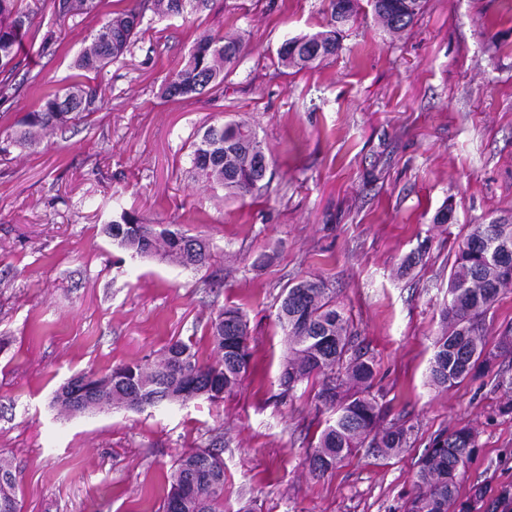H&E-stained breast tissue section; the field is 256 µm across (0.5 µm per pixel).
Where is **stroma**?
<instances>
[{
    "mask_svg": "<svg viewBox=\"0 0 512 512\" xmlns=\"http://www.w3.org/2000/svg\"><path fill=\"white\" fill-rule=\"evenodd\" d=\"M130 4L62 16L41 0L0 138L73 82L94 31ZM359 4L341 52L299 72L277 50L323 30L330 0H209L191 23L146 13L130 53L89 78L101 111L0 156V461L21 512H158L174 462L209 445L223 450L224 512H403L425 448L464 425L478 449L461 498L512 485V358L445 390L427 379L465 225L512 213V0H425L398 38ZM229 32L245 50L223 85L165 97L194 43ZM219 118L254 125L272 159L253 194L192 171V141ZM125 209L206 239L207 264L117 245L106 227ZM309 275L335 288L374 358L384 423L414 427L401 454L364 447L321 478L307 452L330 411L307 384L278 397L279 297ZM230 306L250 321L252 360L222 400L75 415L54 404L71 376L157 358L173 340L209 359L211 323Z\"/></svg>",
    "mask_w": 512,
    "mask_h": 512,
    "instance_id": "35a3bbf8",
    "label": "stroma"
}]
</instances>
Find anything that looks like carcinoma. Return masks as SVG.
<instances>
[{"mask_svg": "<svg viewBox=\"0 0 512 512\" xmlns=\"http://www.w3.org/2000/svg\"><path fill=\"white\" fill-rule=\"evenodd\" d=\"M375 19L392 34L405 32L421 13L424 0H371ZM208 6V0H138L128 9L112 12L76 61L78 70L99 73L123 58L136 41L146 11L160 18L187 21ZM97 0H56L60 15L75 10L92 12ZM40 0H0V104L13 100L20 89L14 80L19 46L30 33ZM357 0H331L326 29L312 36L285 39L277 50L278 62L299 71L312 69L342 49L341 27L357 16ZM243 50L239 37L205 38L192 47L183 64L169 75L168 98L201 95L224 84L225 70ZM97 90L76 80L42 96L38 105L18 121L19 129L0 141V153L12 147H32L37 135L77 126L99 111ZM192 168L211 185L244 196L259 189L270 159L257 131L242 121L218 120L192 144ZM112 239L139 255L161 254L186 267H200L210 257L204 239L168 226L147 224L133 211L112 220ZM491 237L512 241V224L495 218L470 224L458 246L448 280V300L440 311L441 332L433 339L428 380L446 388L483 370L491 372L497 360L512 356V333L489 347L483 320L501 290L512 284V271L502 270L487 253ZM276 319L287 344L279 375L280 398L294 396L298 385L319 383L316 398L332 408L335 419L326 422L318 442L307 453L310 472L322 477L354 451L367 446L388 458L411 444L414 426L405 421L382 425L381 408L371 390L376 378L374 359L353 348L352 323L336 301V289L322 278H305L287 285L281 294ZM213 358L203 360L190 345L170 342L155 361L137 360L112 368L96 382H109L101 397L138 412L156 408L173 388L187 401L211 402L231 393L245 378L251 360L249 324L236 307H226L212 323ZM476 434L468 426L435 437L417 461L414 492L405 512H472V502H458V477L471 463ZM220 448H199L172 466L162 512H224V461ZM17 475L0 463V512H15Z\"/></svg>", "mask_w": 512, "mask_h": 512, "instance_id": "1", "label": "carcinoma"}]
</instances>
